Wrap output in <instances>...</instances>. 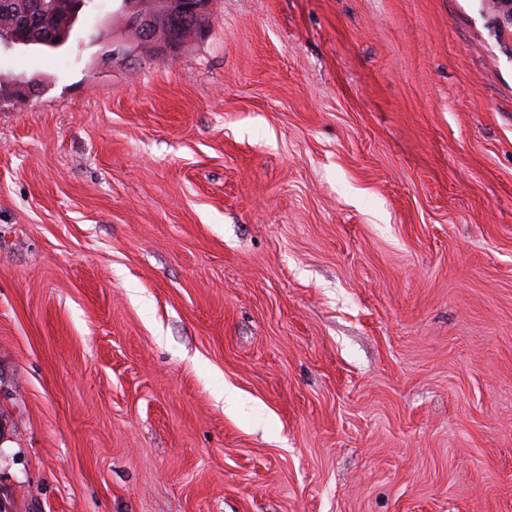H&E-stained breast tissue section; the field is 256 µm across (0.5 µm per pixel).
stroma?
Returning <instances> with one entry per match:
<instances>
[{
    "instance_id": "1",
    "label": "stroma",
    "mask_w": 512,
    "mask_h": 512,
    "mask_svg": "<svg viewBox=\"0 0 512 512\" xmlns=\"http://www.w3.org/2000/svg\"><path fill=\"white\" fill-rule=\"evenodd\" d=\"M119 8L0 48L11 512H512L491 0H213L132 66Z\"/></svg>"
}]
</instances>
